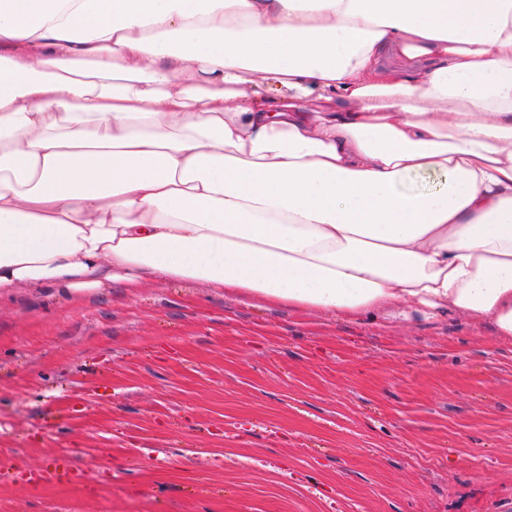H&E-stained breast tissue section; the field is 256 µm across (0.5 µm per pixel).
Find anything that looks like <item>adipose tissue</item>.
Instances as JSON below:
<instances>
[{
    "label": "adipose tissue",
    "instance_id": "adipose-tissue-1",
    "mask_svg": "<svg viewBox=\"0 0 512 512\" xmlns=\"http://www.w3.org/2000/svg\"><path fill=\"white\" fill-rule=\"evenodd\" d=\"M148 279L512 339V0H0V294Z\"/></svg>",
    "mask_w": 512,
    "mask_h": 512
}]
</instances>
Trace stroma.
I'll return each mask as SVG.
<instances>
[{
  "label": "stroma",
  "instance_id": "35a3bbf8",
  "mask_svg": "<svg viewBox=\"0 0 512 512\" xmlns=\"http://www.w3.org/2000/svg\"><path fill=\"white\" fill-rule=\"evenodd\" d=\"M0 512H512V340L202 281L0 296ZM68 459L83 476L17 474Z\"/></svg>",
  "mask_w": 512,
  "mask_h": 512
}]
</instances>
